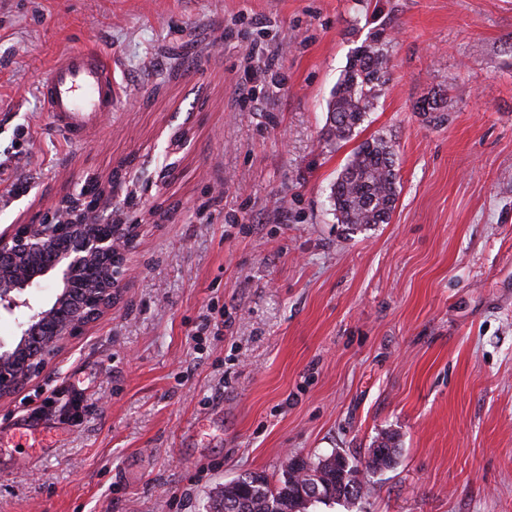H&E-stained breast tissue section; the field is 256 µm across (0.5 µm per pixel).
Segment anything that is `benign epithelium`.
<instances>
[{
    "mask_svg": "<svg viewBox=\"0 0 512 512\" xmlns=\"http://www.w3.org/2000/svg\"><path fill=\"white\" fill-rule=\"evenodd\" d=\"M86 182L88 191L63 195L41 222L13 224L0 233V310H22L17 337L12 342L0 340V363L18 360L14 371L0 366L1 398L27 385L70 337L84 331L117 299L125 277V253L134 242L127 224L116 217L121 183L104 184L95 173L87 174ZM35 254L43 259L39 269L28 261ZM103 256L116 265L107 296L77 320L67 314L72 279L82 273L94 277V263ZM43 282L56 288L50 303L30 299Z\"/></svg>",
    "mask_w": 512,
    "mask_h": 512,
    "instance_id": "1",
    "label": "benign epithelium"
}]
</instances>
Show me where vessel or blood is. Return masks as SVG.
I'll return each instance as SVG.
<instances>
[{
    "mask_svg": "<svg viewBox=\"0 0 512 512\" xmlns=\"http://www.w3.org/2000/svg\"><path fill=\"white\" fill-rule=\"evenodd\" d=\"M39 94L53 131L70 144H82L112 109L116 97L112 62L95 49L67 52L43 71Z\"/></svg>",
    "mask_w": 512,
    "mask_h": 512,
    "instance_id": "1",
    "label": "vessel or blood"
}]
</instances>
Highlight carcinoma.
Listing matches in <instances>:
<instances>
[{"label": "carcinoma", "instance_id": "cac0c4a2", "mask_svg": "<svg viewBox=\"0 0 512 512\" xmlns=\"http://www.w3.org/2000/svg\"><path fill=\"white\" fill-rule=\"evenodd\" d=\"M388 43L379 32L352 51L329 102V140L350 139L381 95L391 63ZM397 177L390 140L381 135L357 145L331 188L338 223L360 231L387 223L397 201ZM396 448L394 437L388 435L355 463H343L336 451L293 455L274 485L258 472L224 484L210 512H312L318 504L360 499L370 492L364 475L391 467Z\"/></svg>", "mask_w": 512, "mask_h": 512}]
</instances>
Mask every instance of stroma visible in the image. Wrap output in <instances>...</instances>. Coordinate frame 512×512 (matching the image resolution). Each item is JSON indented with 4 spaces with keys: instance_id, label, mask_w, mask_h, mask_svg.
I'll use <instances>...</instances> for the list:
<instances>
[{
    "instance_id": "obj_1",
    "label": "stroma",
    "mask_w": 512,
    "mask_h": 512,
    "mask_svg": "<svg viewBox=\"0 0 512 512\" xmlns=\"http://www.w3.org/2000/svg\"><path fill=\"white\" fill-rule=\"evenodd\" d=\"M380 30L382 94L326 141ZM84 46L119 97L73 146L38 78ZM378 134L396 207L352 231L330 187ZM89 172L132 189L137 242L111 310L0 398V433L44 448L0 451V512H209L387 434L369 495L318 512H512V0H0V230ZM388 43L379 32L352 51L329 102V140L350 139L381 95L391 63Z\"/></svg>"
}]
</instances>
